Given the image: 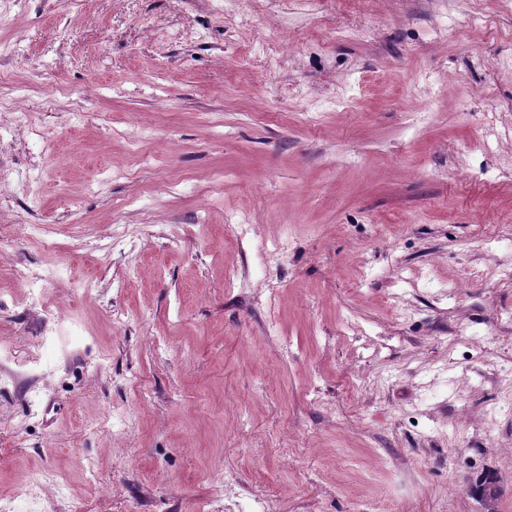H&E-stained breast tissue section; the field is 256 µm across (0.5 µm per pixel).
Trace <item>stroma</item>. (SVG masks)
<instances>
[{
  "label": "stroma",
  "instance_id": "1",
  "mask_svg": "<svg viewBox=\"0 0 512 512\" xmlns=\"http://www.w3.org/2000/svg\"><path fill=\"white\" fill-rule=\"evenodd\" d=\"M1 39L0 506L512 512V0H0Z\"/></svg>",
  "mask_w": 512,
  "mask_h": 512
}]
</instances>
